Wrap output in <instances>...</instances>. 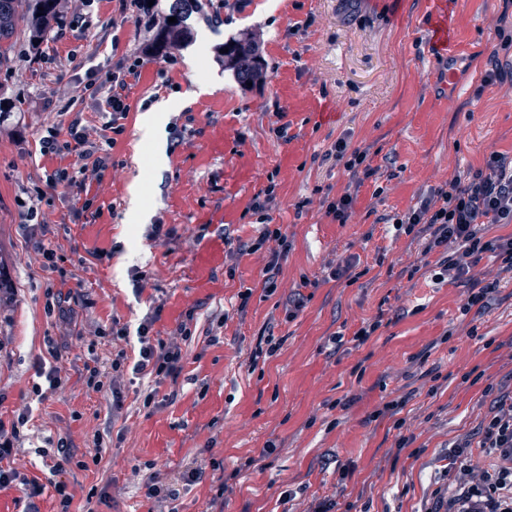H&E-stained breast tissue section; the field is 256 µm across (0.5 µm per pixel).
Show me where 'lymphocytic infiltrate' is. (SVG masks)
I'll list each match as a JSON object with an SVG mask.
<instances>
[{
    "instance_id": "lymphocytic-infiltrate-1",
    "label": "lymphocytic infiltrate",
    "mask_w": 512,
    "mask_h": 512,
    "mask_svg": "<svg viewBox=\"0 0 512 512\" xmlns=\"http://www.w3.org/2000/svg\"><path fill=\"white\" fill-rule=\"evenodd\" d=\"M140 60L125 63L117 71L90 79L84 86L91 97H102L105 111L112 120L97 136L86 132L81 116H74L68 125L47 126L41 139L43 152L75 156L76 171L65 168L46 174L44 186L24 188L21 208L28 223H39L42 204L48 191L84 190L87 183L101 181L105 171L113 167L112 148L125 131L122 123L130 106L126 92L130 79L138 78ZM276 205L274 186H267L260 198L254 199L251 211L261 226L257 237L247 247L251 252L267 251L262 287L266 293L278 289L281 262L288 254V235L282 225L273 223L270 215ZM396 234L421 240L423 255L437 254L435 281L449 280L466 289L462 313L484 308L496 282L475 277L474 271L486 259L498 263L502 272L512 274V234L489 236L491 224H512V156L493 152L482 167L468 170L465 176L448 180L435 188L419 206L404 215L390 217ZM163 311L162 305L149 307L136 329L113 323V339L124 340L136 335L139 349L135 356L118 350L110 365H101L92 356L83 364V375L89 389L111 391L113 409H121L123 396L117 386L124 371L152 379L153 385L142 392L140 401L145 411L157 408L158 388L164 383H177L183 371L182 343L191 334L193 312L168 339L152 337L151 331ZM483 375L469 371L462 377L469 384H483L485 393L494 395L495 407L479 424L477 441H460L448 449V463L443 475L446 489L434 492L430 512H512V391H497L495 385L482 381ZM28 412L18 414L11 425L0 424V488L13 483L17 471L10 461L26 439Z\"/></svg>"
}]
</instances>
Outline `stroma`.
I'll use <instances>...</instances> for the list:
<instances>
[{
  "instance_id": "1",
  "label": "stroma",
  "mask_w": 512,
  "mask_h": 512,
  "mask_svg": "<svg viewBox=\"0 0 512 512\" xmlns=\"http://www.w3.org/2000/svg\"><path fill=\"white\" fill-rule=\"evenodd\" d=\"M188 24L193 43L177 47L174 60L153 55L156 31L132 0H59V17L39 47L18 39L10 67L0 70V98L29 115L22 139L0 134V232L13 241L12 265L19 300L0 319V422L11 424L23 408L32 420L24 446L13 458L19 481L0 488L15 504H26V479L38 478L40 512H56L54 461L38 448L66 440L88 469L66 476L74 512H85L91 489H106L108 504L95 512H206L212 496L211 461L236 472L224 512H309L323 497H335L351 512H427L448 447L474 436L479 418L494 407L482 385L463 384L471 369L512 387V276L492 264L477 278L499 280L480 314L461 318L466 290L430 276L407 279L419 264L422 245L395 235L387 217L405 214L453 177L479 167L491 152L512 154V0H199ZM444 15L456 40L447 49L431 45V26ZM256 37L266 63L262 83L242 88L224 69L225 41ZM143 60L133 81L125 131L112 154L116 168L84 192L96 218L74 215V202L56 191L44 207L45 243L66 258L76 280L45 271L19 226L14 197L20 185L42 183L47 172L75 170L70 155L40 150L43 129L64 109L82 113L92 125L105 116L98 99L84 95L90 74L115 68L120 59ZM496 69L497 81L481 75ZM213 92L192 97L198 85ZM188 95L169 125L183 139L168 149L163 169L151 168L139 140L141 112L161 98ZM334 113L331 121L323 113ZM286 127L287 139L276 135ZM224 133V151L212 153L214 131ZM342 137L370 150L377 173L361 186L342 163L324 155ZM275 175L273 223L283 225L291 247L282 263L279 288L262 287L265 252L228 255L225 238L247 242L259 227L248 211ZM141 181L152 222L176 228L178 238L157 245L147 226L127 210L130 183ZM354 188L348 223L325 214V196ZM303 212H296L297 203ZM224 212L225 224L207 215ZM122 252H113L115 243ZM103 260H96V253ZM361 271L354 284L333 280L346 265ZM152 277L134 295L133 268ZM66 296V321L44 315L46 285ZM252 289L245 314L237 294ZM303 297L295 317L289 301ZM164 309L152 329L168 337L193 312V335L183 343L184 369L173 403L153 413L140 408L145 379L125 373L120 413L112 395L88 389L84 360L111 362L112 340L98 335L113 320L137 327L153 299ZM383 326L362 346L332 349L336 332L353 333L362 322ZM454 336H447L448 327ZM477 336H470V327ZM281 338L273 356L251 364L267 335ZM61 355L66 384L37 400L31 391L34 364L47 345ZM363 365L362 377L352 370ZM446 380L431 391L427 369ZM404 396L405 434L418 454L393 453L396 432L371 412L390 397ZM104 438L99 465L90 462L94 435ZM276 451L265 469L244 468L246 457L267 442ZM155 465L177 490L175 502L147 498L141 487ZM348 477H341L342 468ZM202 479L190 478L193 469ZM295 499L284 501L285 491Z\"/></svg>"
}]
</instances>
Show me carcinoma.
Returning <instances> with one entry per match:
<instances>
[{"mask_svg":"<svg viewBox=\"0 0 512 512\" xmlns=\"http://www.w3.org/2000/svg\"><path fill=\"white\" fill-rule=\"evenodd\" d=\"M57 0H27L25 10H19L18 0H0V68L10 61L14 37L20 31L27 35L29 43L45 37L57 18ZM44 11H39V8ZM197 9V0H170L168 12L157 29L152 51L158 55L174 44H186L192 40L187 20ZM174 17L177 22L170 23ZM228 53L224 54V66L232 70L238 83L243 86L256 83L264 76L265 63L259 43L253 38H232L224 42Z\"/></svg>","mask_w":512,"mask_h":512,"instance_id":"obj_1","label":"carcinoma"}]
</instances>
